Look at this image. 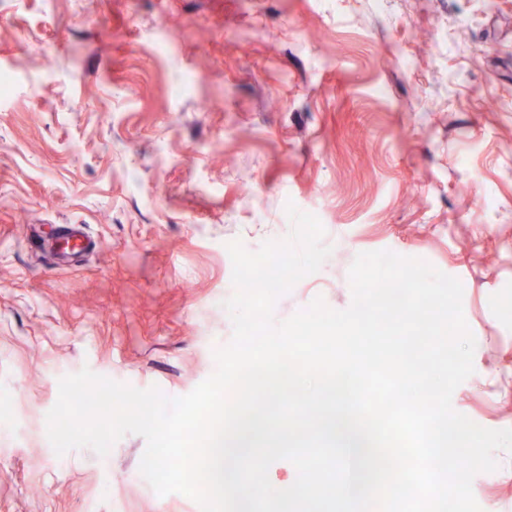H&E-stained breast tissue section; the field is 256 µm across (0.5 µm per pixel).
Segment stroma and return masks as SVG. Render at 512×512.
Wrapping results in <instances>:
<instances>
[{"instance_id":"stroma-1","label":"stroma","mask_w":512,"mask_h":512,"mask_svg":"<svg viewBox=\"0 0 512 512\" xmlns=\"http://www.w3.org/2000/svg\"><path fill=\"white\" fill-rule=\"evenodd\" d=\"M0 512H201L140 473L145 439L57 455L46 415L90 368L169 398L216 368L228 243L331 252L275 303L343 310L356 256L463 286L454 409L512 428V0H0ZM281 102L267 108L268 98ZM58 224L96 249L65 263ZM472 482L512 512V453Z\"/></svg>"}]
</instances>
